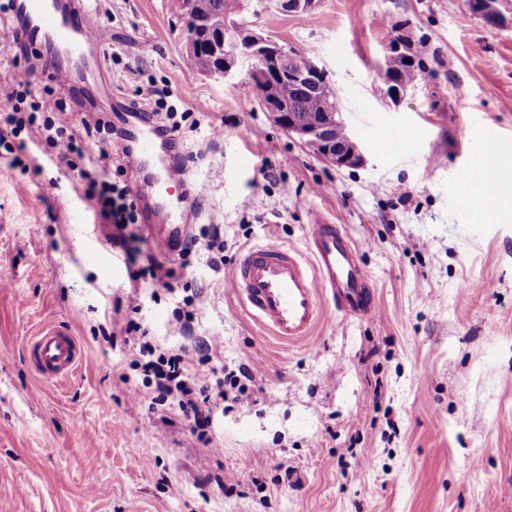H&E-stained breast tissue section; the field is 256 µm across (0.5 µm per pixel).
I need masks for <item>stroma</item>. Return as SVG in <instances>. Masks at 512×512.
<instances>
[{
    "label": "stroma",
    "mask_w": 512,
    "mask_h": 512,
    "mask_svg": "<svg viewBox=\"0 0 512 512\" xmlns=\"http://www.w3.org/2000/svg\"><path fill=\"white\" fill-rule=\"evenodd\" d=\"M87 4L107 35V71L62 91L65 122L100 120L89 151L112 153L113 180L132 191L142 172L123 155L119 111L163 100L198 222L224 227V267L173 253L179 291L147 280L132 290L123 252L98 248L105 221L82 197V162L57 155L38 126L7 136L0 512H512V215L476 222L458 198L485 134L512 145V0H500L498 28L464 0H320L290 15L241 0L253 28L327 68L366 157L343 169L275 126L247 75L230 84L187 66L177 0ZM400 28L425 70L394 102L377 68ZM148 203L153 221L127 229L142 267L180 221L166 184ZM317 213L353 240L378 312L352 318L324 300L312 335L288 344L227 282L248 247L307 253ZM196 290L207 298L196 338L220 339L225 367L253 375L204 442L151 413L132 348L113 333L133 319L161 346L181 342L174 313ZM49 318L69 320L82 346L57 382L29 357Z\"/></svg>",
    "instance_id": "1"
}]
</instances>
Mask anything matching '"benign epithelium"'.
I'll use <instances>...</instances> for the list:
<instances>
[{
    "instance_id": "7a95c632",
    "label": "benign epithelium",
    "mask_w": 512,
    "mask_h": 512,
    "mask_svg": "<svg viewBox=\"0 0 512 512\" xmlns=\"http://www.w3.org/2000/svg\"><path fill=\"white\" fill-rule=\"evenodd\" d=\"M183 17L188 21L185 55L195 56L207 51L211 62L200 74L233 80L246 70L253 83V94L272 122L301 143L320 142L319 153L324 161L336 168H353L364 164L361 146L351 135L342 113L336 111V96L329 73L315 59L310 70H296L292 65L294 49L272 36L260 33L248 22L229 21L213 13L208 0H180ZM498 0H468V9L488 26L499 27L505 17L497 8ZM280 13L313 12L319 0H269ZM414 45L405 34L399 33L385 44L381 75L386 94L400 98L407 86L399 83L391 69L401 60L412 58ZM288 79L314 99L316 112L307 118L289 111L288 102L277 92V81Z\"/></svg>"
}]
</instances>
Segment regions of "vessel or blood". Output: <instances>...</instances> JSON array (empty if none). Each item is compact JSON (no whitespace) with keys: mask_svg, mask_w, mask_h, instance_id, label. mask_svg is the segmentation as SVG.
Returning <instances> with one entry per match:
<instances>
[{"mask_svg":"<svg viewBox=\"0 0 512 512\" xmlns=\"http://www.w3.org/2000/svg\"><path fill=\"white\" fill-rule=\"evenodd\" d=\"M13 16L21 18L22 35L30 47L46 43L62 46L91 76L101 75L104 57L92 54L99 43V29L86 0H13ZM142 166L159 156L156 127L144 116L127 127ZM497 140H487L477 164L463 176L476 191L491 195L495 182ZM311 262L297 252L269 242L247 249L229 281L254 316L279 339L295 342L310 335L322 317L321 296H329L337 311L360 318L373 316L376 302L365 283L356 258V247L339 225L315 216L307 228ZM37 372L52 379L68 374L80 361L81 345L69 327L57 321L41 328L31 344Z\"/></svg>","mask_w":512,"mask_h":512,"instance_id":"1","label":"vessel or blood"}]
</instances>
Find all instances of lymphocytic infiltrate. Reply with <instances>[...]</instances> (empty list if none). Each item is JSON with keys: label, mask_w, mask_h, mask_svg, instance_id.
Wrapping results in <instances>:
<instances>
[{"label": "lymphocytic infiltrate", "mask_w": 512, "mask_h": 512, "mask_svg": "<svg viewBox=\"0 0 512 512\" xmlns=\"http://www.w3.org/2000/svg\"><path fill=\"white\" fill-rule=\"evenodd\" d=\"M62 108V100L50 97L37 104V111L46 115L43 122L45 140L61 156L84 157L81 138L67 133L53 119L54 113ZM89 165L82 191L84 199L110 223H135L136 201L127 188L113 183L107 153L90 159ZM121 332L126 342L135 349L137 365L149 387H152L155 401L162 406L161 421L167 423L172 417L178 416L194 424L195 428H206L218 406L229 398L224 389V380L218 375V365L223 360L222 344L213 340H198L161 352L154 345L147 327L129 322ZM204 364L208 365L210 376L202 380L197 377L196 368Z\"/></svg>", "instance_id": "f902f5d3"}]
</instances>
